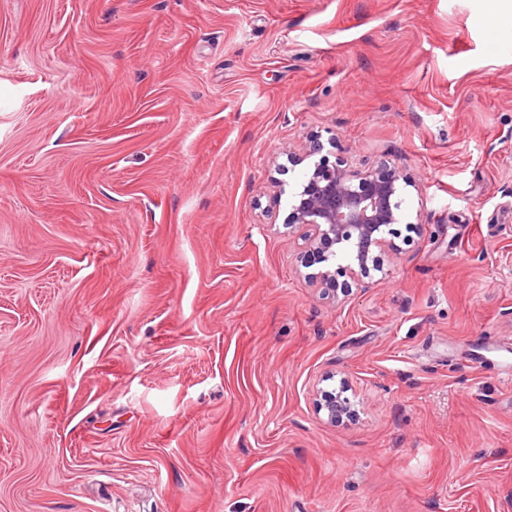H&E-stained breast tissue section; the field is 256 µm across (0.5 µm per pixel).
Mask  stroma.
Masks as SVG:
<instances>
[{"mask_svg": "<svg viewBox=\"0 0 512 512\" xmlns=\"http://www.w3.org/2000/svg\"><path fill=\"white\" fill-rule=\"evenodd\" d=\"M314 136L417 183L339 303L287 226ZM506 357L476 0H0V512H512ZM352 391L347 379H341L339 388L332 390H321L316 407L319 412L324 411L327 421L336 423L344 418L352 417L354 414L353 404L347 395Z\"/></svg>", "mask_w": 512, "mask_h": 512, "instance_id": "35a3bbf8", "label": "stroma"}]
</instances>
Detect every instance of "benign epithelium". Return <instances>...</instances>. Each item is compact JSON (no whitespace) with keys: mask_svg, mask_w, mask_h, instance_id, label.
I'll list each match as a JSON object with an SVG mask.
<instances>
[{"mask_svg":"<svg viewBox=\"0 0 512 512\" xmlns=\"http://www.w3.org/2000/svg\"><path fill=\"white\" fill-rule=\"evenodd\" d=\"M323 150L320 138L313 137L301 150L288 153V163L294 167L319 156L292 195L288 227L310 228L306 250L297 257L298 267L307 270L303 277L309 286H319L337 299L347 296L354 285L368 287L376 273L386 278L388 267L401 253L394 241L398 235L394 225L404 223L413 232L419 229L407 220L404 209L405 190L418 186L387 160L358 168L340 155L329 161ZM316 264L322 268L309 271ZM349 391L346 379L337 389L320 391L317 410L331 423L353 416Z\"/></svg>","mask_w":512,"mask_h":512,"instance_id":"7a95c632","label":"benign epithelium"}]
</instances>
